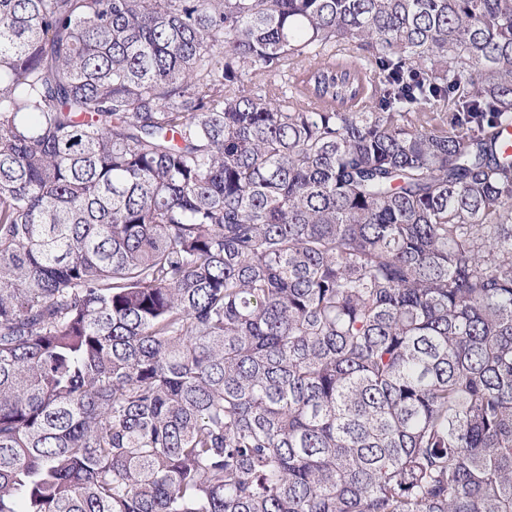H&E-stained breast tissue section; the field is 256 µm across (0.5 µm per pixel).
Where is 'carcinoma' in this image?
<instances>
[{"label":"carcinoma","instance_id":"cac0c4a2","mask_svg":"<svg viewBox=\"0 0 512 512\" xmlns=\"http://www.w3.org/2000/svg\"><path fill=\"white\" fill-rule=\"evenodd\" d=\"M512 0H0V512H512Z\"/></svg>","mask_w":512,"mask_h":512}]
</instances>
